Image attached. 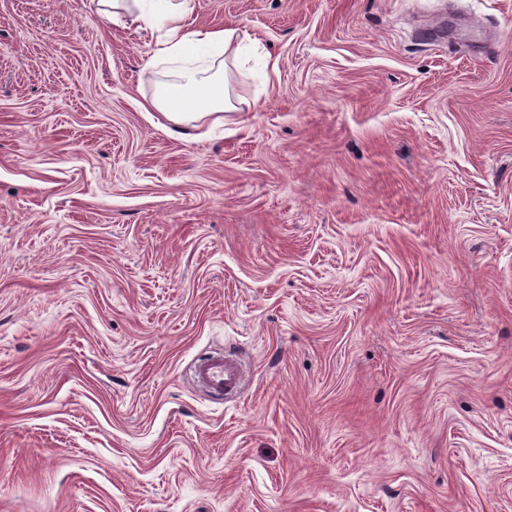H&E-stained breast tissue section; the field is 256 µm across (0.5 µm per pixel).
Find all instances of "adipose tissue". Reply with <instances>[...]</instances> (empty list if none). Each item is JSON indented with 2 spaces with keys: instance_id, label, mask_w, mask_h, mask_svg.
I'll use <instances>...</instances> for the list:
<instances>
[{
  "instance_id": "adipose-tissue-1",
  "label": "adipose tissue",
  "mask_w": 512,
  "mask_h": 512,
  "mask_svg": "<svg viewBox=\"0 0 512 512\" xmlns=\"http://www.w3.org/2000/svg\"><path fill=\"white\" fill-rule=\"evenodd\" d=\"M100 15L117 19L129 16L143 29L164 23L167 40L157 58L148 59L147 68L157 65L158 57L177 62L172 80L160 83L156 94L142 106L143 111L164 113L178 125L196 122L217 112L235 110L225 79L211 78L213 70L226 67L225 56L243 39L238 28L226 26L216 30L194 28L189 18L191 0H94Z\"/></svg>"
}]
</instances>
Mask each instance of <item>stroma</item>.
Masks as SVG:
<instances>
[{
	"mask_svg": "<svg viewBox=\"0 0 512 512\" xmlns=\"http://www.w3.org/2000/svg\"><path fill=\"white\" fill-rule=\"evenodd\" d=\"M193 6L179 137L160 30L0 0V512H512V0ZM191 0H91L103 16L120 19L128 15L143 29L158 23L168 25L167 40L158 54L179 63L173 80L160 83L156 94L141 108L163 112L176 125L197 122L215 112L240 111L226 87V54L239 47L245 35L237 27L216 30L196 29L189 22ZM240 32V33H239ZM242 36V37H241ZM224 56V59H223ZM224 78L211 79L209 72L223 69ZM193 380L208 393L226 399L237 397L244 388V372L239 359L222 352L197 359L193 365Z\"/></svg>",
	"mask_w": 512,
	"mask_h": 512,
	"instance_id": "1",
	"label": "stroma"
}]
</instances>
